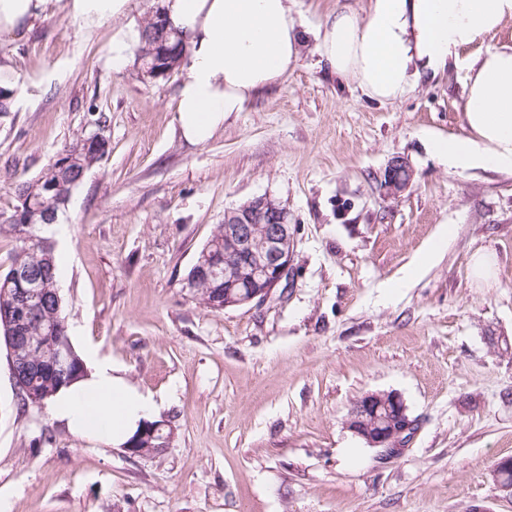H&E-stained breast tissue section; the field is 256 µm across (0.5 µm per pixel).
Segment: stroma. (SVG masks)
Wrapping results in <instances>:
<instances>
[{
	"instance_id": "stroma-1",
	"label": "stroma",
	"mask_w": 512,
	"mask_h": 512,
	"mask_svg": "<svg viewBox=\"0 0 512 512\" xmlns=\"http://www.w3.org/2000/svg\"><path fill=\"white\" fill-rule=\"evenodd\" d=\"M160 2L92 26L52 6L0 33L14 88L0 112V213L66 144L104 132L109 152L72 190L54 241L69 336L150 396L174 436L134 456L49 407L20 410L0 343V501L9 512H512L493 478L512 456V174L451 169L431 149L466 135L463 63L512 46V21L390 102L307 43L295 70L196 146L177 123L184 68L140 75L138 29ZM397 157L414 179L391 196L381 181ZM265 194L293 218L289 286L211 312L184 277L225 211ZM485 251L497 272L478 283L469 262ZM368 392L398 394L418 421L383 462L347 427Z\"/></svg>"
}]
</instances>
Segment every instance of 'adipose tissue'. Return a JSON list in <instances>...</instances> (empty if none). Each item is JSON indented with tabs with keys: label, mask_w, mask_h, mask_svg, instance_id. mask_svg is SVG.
Returning a JSON list of instances; mask_svg holds the SVG:
<instances>
[{
	"label": "adipose tissue",
	"mask_w": 512,
	"mask_h": 512,
	"mask_svg": "<svg viewBox=\"0 0 512 512\" xmlns=\"http://www.w3.org/2000/svg\"><path fill=\"white\" fill-rule=\"evenodd\" d=\"M132 0H62L67 16L91 25L126 16ZM172 24L190 37L177 123L187 142L206 143L229 113L298 67L314 39L323 65L379 101L402 97L446 71L461 49L512 20V0H368L365 15L332 12L304 35L290 0H166ZM467 135L432 149L451 168L512 174V46L485 50L467 67ZM85 377L61 389L53 416L76 432L124 444L154 403L114 376L111 361L85 350Z\"/></svg>",
	"instance_id": "obj_1"
}]
</instances>
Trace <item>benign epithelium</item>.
I'll return each mask as SVG.
<instances>
[{
    "mask_svg": "<svg viewBox=\"0 0 512 512\" xmlns=\"http://www.w3.org/2000/svg\"><path fill=\"white\" fill-rule=\"evenodd\" d=\"M413 172L403 159L390 162L381 186L388 194L405 191ZM216 259L203 255L195 266L193 279L208 282L224 279V302L212 306L227 310L252 302L266 301L285 285L294 261L295 235L292 216L280 201L264 195L224 213V243L212 244ZM40 290L24 288L17 296L16 316L31 319L37 314ZM417 424L410 417L400 396L391 392L365 394L354 405L347 427L369 447L378 450L379 459L396 455L409 440ZM162 423L146 421L140 432L125 444L133 455L168 447L173 434L162 433ZM512 456L499 459L493 477L499 489L512 497Z\"/></svg>",
    "mask_w": 512,
    "mask_h": 512,
    "instance_id": "7a95c632",
    "label": "benign epithelium"
}]
</instances>
